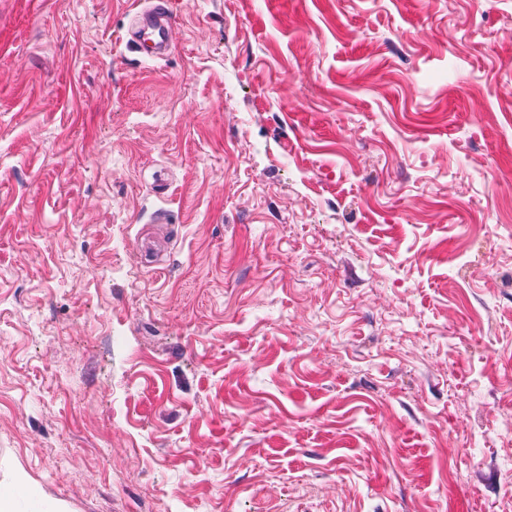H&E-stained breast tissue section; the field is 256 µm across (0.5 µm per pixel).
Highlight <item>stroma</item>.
I'll return each instance as SVG.
<instances>
[{
  "mask_svg": "<svg viewBox=\"0 0 512 512\" xmlns=\"http://www.w3.org/2000/svg\"><path fill=\"white\" fill-rule=\"evenodd\" d=\"M0 0L13 512H512V0ZM176 16L168 7L165 0H152L144 10H138L133 16V24L129 30L128 42H133L136 48L144 49L135 38L141 28H150L154 32L156 50L150 52L159 57L169 47L170 34L174 27ZM145 50V49H144Z\"/></svg>",
  "mask_w": 512,
  "mask_h": 512,
  "instance_id": "35a3bbf8",
  "label": "stroma"
}]
</instances>
